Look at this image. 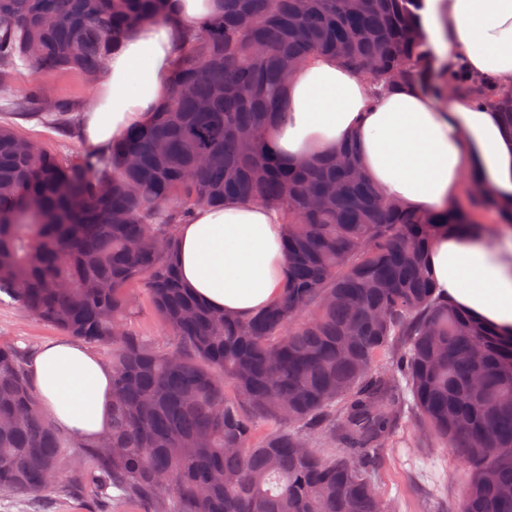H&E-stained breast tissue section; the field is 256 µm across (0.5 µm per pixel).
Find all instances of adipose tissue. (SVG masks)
Listing matches in <instances>:
<instances>
[{
	"label": "adipose tissue",
	"mask_w": 512,
	"mask_h": 512,
	"mask_svg": "<svg viewBox=\"0 0 512 512\" xmlns=\"http://www.w3.org/2000/svg\"><path fill=\"white\" fill-rule=\"evenodd\" d=\"M221 0H170L165 17L132 26L113 51L78 125L83 145L106 154L131 128L148 125L167 97L179 52ZM436 67L463 56L478 74L512 82V0H426ZM269 133L286 163L356 140L368 179L414 213L454 208L465 182L512 197V130L501 112L467 97L401 85L374 95L334 57L317 55L294 73ZM176 268L205 305L247 315L270 306L287 273L285 231L269 205L231 197L198 208L178 229ZM426 265L442 298L512 334V226L441 228ZM45 416L79 440L112 421V368L74 339L45 343L28 363Z\"/></svg>",
	"instance_id": "obj_1"
}]
</instances>
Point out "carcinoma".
I'll use <instances>...</instances> for the list:
<instances>
[{
	"label": "carcinoma",
	"instance_id": "obj_1",
	"mask_svg": "<svg viewBox=\"0 0 512 512\" xmlns=\"http://www.w3.org/2000/svg\"><path fill=\"white\" fill-rule=\"evenodd\" d=\"M167 2L0 0V76L21 61L93 83ZM424 3L224 0L153 121L107 154L61 159L0 125V301L110 348L112 424L73 442L99 497L114 488L148 512H389L372 470L407 407L462 467L458 512H512V338L448 307L425 267L437 227L512 225V202L467 187L446 219L416 215L368 180L351 141L288 165L266 146L292 73L322 53L373 85L464 94L512 130L511 84L462 60L435 75ZM17 106L62 132L78 112L39 79ZM227 197L273 205L286 228L281 295L243 317L197 302L176 271L177 226ZM135 288L177 348L129 331ZM28 355L0 344V494L52 490L71 464ZM260 420L274 429L258 434ZM326 427L329 451L314 444Z\"/></svg>",
	"mask_w": 512,
	"mask_h": 512
}]
</instances>
